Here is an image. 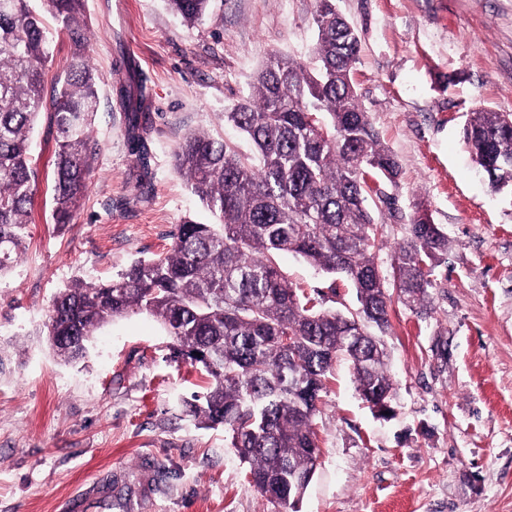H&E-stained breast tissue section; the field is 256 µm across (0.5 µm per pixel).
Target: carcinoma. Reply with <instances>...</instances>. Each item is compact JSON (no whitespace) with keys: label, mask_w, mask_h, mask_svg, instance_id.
<instances>
[{"label":"carcinoma","mask_w":512,"mask_h":512,"mask_svg":"<svg viewBox=\"0 0 512 512\" xmlns=\"http://www.w3.org/2000/svg\"><path fill=\"white\" fill-rule=\"evenodd\" d=\"M32 0L0 5V278L25 249L37 170L30 138L43 111L57 152L52 218L68 224L86 196L95 152L93 124L100 76L79 21L81 0H47L67 32L71 54L45 98L44 67L53 34ZM211 0H167L194 25ZM315 65L273 54L252 98L224 113L251 142L252 155L205 132L184 137L177 169L191 192L215 215L214 224L176 225L170 249L138 259L116 279L81 281L59 292L46 323L57 356L65 345L88 347L94 332L129 313L155 316L171 342L170 358L195 368L203 391L182 401L183 412L207 427L223 426L249 483L263 497L292 509L303 496L320 456L314 419L338 361L353 373L367 406L393 400L387 352L381 341L398 301L423 312L437 287L435 270L447 262L448 237L418 213L393 250L391 271L377 263L380 243L367 206L378 174L396 182L399 163L375 131L353 84L360 53L356 31L317 0ZM120 88L127 134L145 161L142 131L147 95L127 67ZM463 141L490 189L512 190V115L477 109ZM294 253L355 291L353 310H315V299L288 281L276 257Z\"/></svg>","instance_id":"cac0c4a2"}]
</instances>
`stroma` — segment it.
<instances>
[{"label": "stroma", "instance_id": "1", "mask_svg": "<svg viewBox=\"0 0 512 512\" xmlns=\"http://www.w3.org/2000/svg\"><path fill=\"white\" fill-rule=\"evenodd\" d=\"M316 0H212L190 26L166 0H83L102 75L89 188L68 224L51 218L55 134H32L38 184L25 250L0 279V512H281L244 477L223 428L181 402L199 378L173 362L146 314L99 329L88 357L56 360L43 335L73 280L101 283L161 254L175 225L213 223L175 168L190 132L251 144L224 122L271 53L309 62ZM357 29L359 100L400 176L374 212L382 270L417 208L448 237L429 310L395 303L384 342L396 414L375 418L345 363L317 417L319 464L298 512H512V195L492 192L462 140L476 108L512 114V0H336ZM146 81L141 165L128 140L122 60ZM278 262L327 309L345 281L301 257Z\"/></svg>", "mask_w": 512, "mask_h": 512}]
</instances>
